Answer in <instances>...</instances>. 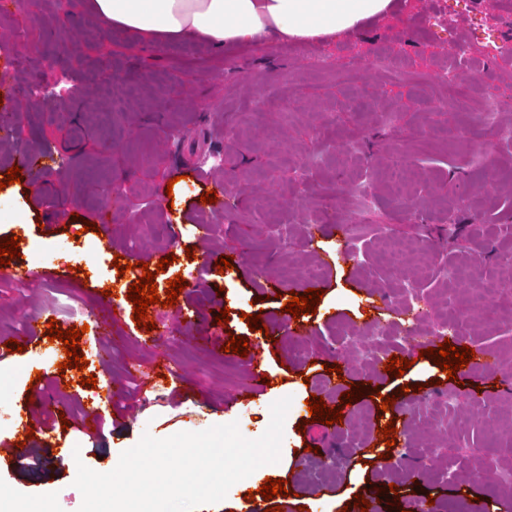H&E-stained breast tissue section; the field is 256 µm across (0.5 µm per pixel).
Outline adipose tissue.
<instances>
[{
	"label": "adipose tissue",
	"mask_w": 512,
	"mask_h": 512,
	"mask_svg": "<svg viewBox=\"0 0 512 512\" xmlns=\"http://www.w3.org/2000/svg\"><path fill=\"white\" fill-rule=\"evenodd\" d=\"M392 0H93L108 27L151 40L200 38L211 45L252 44L270 36L316 42L348 33L389 11Z\"/></svg>",
	"instance_id": "1"
}]
</instances>
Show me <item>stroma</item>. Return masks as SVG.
Segmentation results:
<instances>
[{"instance_id": "stroma-1", "label": "stroma", "mask_w": 512, "mask_h": 512, "mask_svg": "<svg viewBox=\"0 0 512 512\" xmlns=\"http://www.w3.org/2000/svg\"><path fill=\"white\" fill-rule=\"evenodd\" d=\"M452 14V30L432 32L424 18L434 10ZM512 33V7L504 0H393L385 17L353 32L319 42L284 43L270 38L258 45L216 48L189 40L179 53L167 43L135 32L106 29L92 0H26L10 19H0V83L30 80L55 86L51 97L23 98L14 115L12 137L0 138V180L23 151L51 154L45 168L0 190V238L20 236L19 257L0 267V339L24 344L0 359L9 392L0 400V441L25 439L33 423L36 465L22 469L0 457V488L31 503L49 498L55 512H78L82 503L73 481L77 466L66 464L79 448L82 464L111 471L122 451L143 433L165 438L237 422L241 434L260 437L270 422L271 404L292 403L284 424L281 459L237 482L226 498L197 512H238L248 490L255 503L299 512H342L371 485H395L380 499V512H405L423 497L441 502L476 499L481 512H512V490L471 456L486 448L492 457L512 453V336L483 324L481 314L459 316V346L499 355L497 375L461 369L456 379L437 370L433 359H416L399 377L364 366L361 330L371 323H399L400 309L385 301L393 278L413 280L427 307L453 299L461 288L454 271L490 285L489 305L512 294V141L497 131L512 128V100L491 120L480 108L487 84L501 72L495 62L481 66L470 97L455 111H438L440 91L432 84L437 60L450 59L458 46ZM412 61V74L377 71L376 52ZM332 59L326 72L310 71L312 58ZM265 92L261 111L255 96ZM406 162L398 186L388 177L394 154ZM206 171V178L194 175ZM182 177L183 220L171 226L164 194ZM222 183L224 207L202 208L200 197ZM373 196L368 211L357 208L350 183ZM414 208L421 219L406 218ZM106 215L105 235L85 230ZM353 228L355 262H345L336 225ZM387 237L408 242L399 264L379 245ZM219 254L232 268L218 270L205 258ZM173 262L154 282L165 291L180 275L187 286L177 303L154 306V330L133 321L128 288L135 271L118 273L116 263ZM448 270L437 273L438 260ZM318 263L324 295L316 314H302L303 355L289 351L281 324L291 296L305 292L299 273ZM32 270L27 285L15 287L12 269ZM261 277H254V270ZM120 309L104 327L93 317L105 304ZM229 320L218 323L220 310ZM259 316L250 330L246 315ZM84 328L78 351L85 371L59 370L66 355L61 341H29L27 329ZM275 329L266 338L265 329ZM242 336L265 348L271 385L242 394L249 367L239 354L224 351L230 337ZM167 368L170 385L189 389L173 399L164 387L149 389L130 381L129 368ZM341 367L345 386L366 385L370 396L349 406L325 392L327 368ZM97 383L80 384L82 373ZM42 374L43 395L29 387ZM65 379V392L54 389ZM122 396H113V388ZM482 391L472 405L468 396ZM324 398L350 419L347 435L332 441L309 419L307 400ZM395 397L420 420L417 436L397 434L393 458L420 460L439 449L444 479L387 478L380 471L379 428L388 420L384 397ZM454 398L457 415L441 422L433 405ZM99 416V445L87 444L83 409ZM372 416L364 425V416ZM283 480L289 496L263 500L266 479Z\"/></svg>"}]
</instances>
